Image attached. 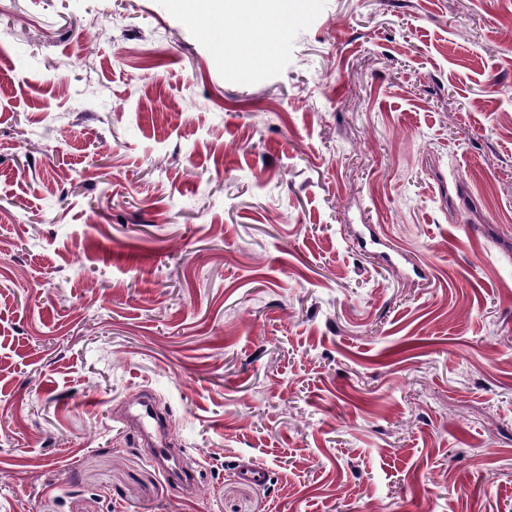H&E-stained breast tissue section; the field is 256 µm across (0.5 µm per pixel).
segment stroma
<instances>
[{"mask_svg":"<svg viewBox=\"0 0 512 512\" xmlns=\"http://www.w3.org/2000/svg\"><path fill=\"white\" fill-rule=\"evenodd\" d=\"M298 4L0 0V512H512V0ZM196 22L216 35L221 34L224 15L228 12L240 14L242 3L238 0H181ZM206 1V2H203ZM297 4H289L288 0L281 2L279 10L272 7L269 0H251L248 2V11L246 13V24L240 27L241 36L244 42L253 45L257 52L269 53L273 44L268 39L258 42L255 34L258 29L262 30L266 36L274 33L276 26L280 22V11L294 10ZM142 412L136 416L137 427L141 432L149 433V430L162 434L165 431V420L161 413L150 403L142 404Z\"/></svg>","mask_w":512,"mask_h":512,"instance_id":"1","label":"stroma"}]
</instances>
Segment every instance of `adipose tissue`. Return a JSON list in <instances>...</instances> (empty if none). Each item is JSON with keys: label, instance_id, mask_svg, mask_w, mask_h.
<instances>
[{"label": "adipose tissue", "instance_id": "1", "mask_svg": "<svg viewBox=\"0 0 512 512\" xmlns=\"http://www.w3.org/2000/svg\"><path fill=\"white\" fill-rule=\"evenodd\" d=\"M184 6L199 25L216 34L221 32L227 13H245L246 22L240 28L242 39L253 44L260 53L270 52L272 43L269 36L280 22L281 11L290 8L288 0H283L277 9L273 8L270 0H250L245 6L240 0H185Z\"/></svg>", "mask_w": 512, "mask_h": 512}]
</instances>
